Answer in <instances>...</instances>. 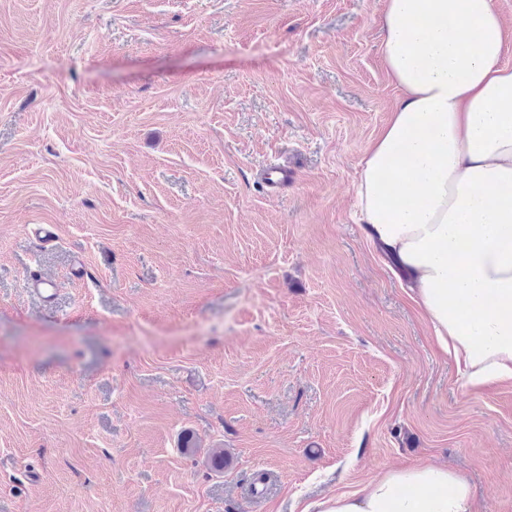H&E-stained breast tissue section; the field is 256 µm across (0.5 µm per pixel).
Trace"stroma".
Masks as SVG:
<instances>
[{
	"label": "stroma",
	"mask_w": 512,
	"mask_h": 512,
	"mask_svg": "<svg viewBox=\"0 0 512 512\" xmlns=\"http://www.w3.org/2000/svg\"><path fill=\"white\" fill-rule=\"evenodd\" d=\"M383 3L0 0V512H306L418 464L512 512V383L462 388L355 215Z\"/></svg>",
	"instance_id": "obj_1"
}]
</instances>
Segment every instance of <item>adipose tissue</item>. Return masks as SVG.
Here are the masks:
<instances>
[{
    "mask_svg": "<svg viewBox=\"0 0 512 512\" xmlns=\"http://www.w3.org/2000/svg\"><path fill=\"white\" fill-rule=\"evenodd\" d=\"M400 96L355 182L368 238L408 279L464 387L512 382V67L494 0H384ZM315 512H472L439 465L386 471Z\"/></svg>",
    "mask_w": 512,
    "mask_h": 512,
    "instance_id": "adipose-tissue-1",
    "label": "adipose tissue"
}]
</instances>
